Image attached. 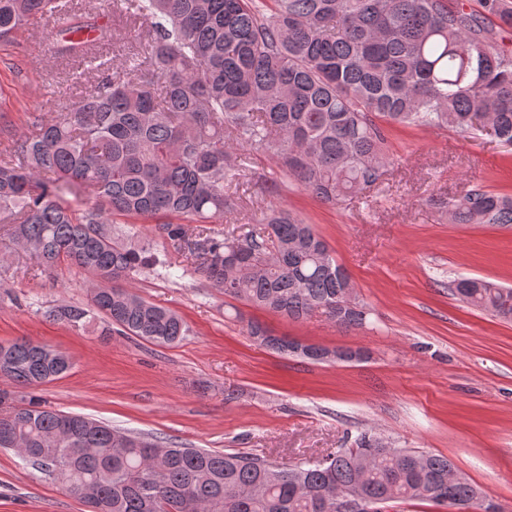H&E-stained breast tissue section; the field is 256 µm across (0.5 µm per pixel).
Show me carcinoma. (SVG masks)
Returning <instances> with one entry per match:
<instances>
[{
  "instance_id": "1",
  "label": "carcinoma",
  "mask_w": 512,
  "mask_h": 512,
  "mask_svg": "<svg viewBox=\"0 0 512 512\" xmlns=\"http://www.w3.org/2000/svg\"><path fill=\"white\" fill-rule=\"evenodd\" d=\"M480 10L447 0H116L127 17L146 20L147 56L112 67L56 117L0 157V224L9 242L43 269L66 262L92 276L88 307L59 305L47 318L101 324L173 345L188 327L177 313L121 287L147 270L168 278L166 255L112 226L121 214L165 216L156 232L190 259V268L224 297L299 319L316 311L349 331L366 320L350 306L353 288L311 225L272 211L232 242L210 228L235 206L224 183L243 154L275 156L305 191L339 203L377 184L388 158L377 120L414 127L484 130L512 145V50L493 27L512 28V0H479ZM65 19L68 41L55 52L94 59L68 0H0V40L38 15ZM88 197L77 212L69 197ZM452 224H512V195L476 186L446 202ZM195 228H190V225ZM246 245L263 261L242 273L231 257ZM459 301L512 318V288L479 278L450 285ZM255 342L282 351L259 322ZM7 378L31 387L70 371L27 339L8 344ZM0 436L32 468L54 476L90 512H338L336 493H355L380 510L404 500L448 512H480L483 493L450 477L448 458L391 448L363 436L320 460L279 467L240 452L179 448L135 436L38 399L0 392Z\"/></svg>"
}]
</instances>
